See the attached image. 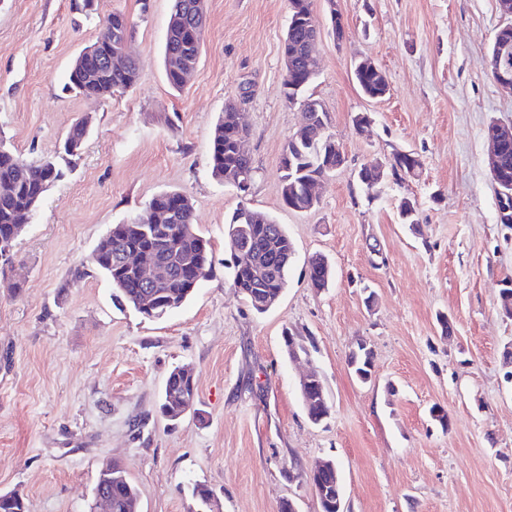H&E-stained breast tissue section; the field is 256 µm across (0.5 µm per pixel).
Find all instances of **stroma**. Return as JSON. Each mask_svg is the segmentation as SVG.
<instances>
[{"instance_id": "stroma-1", "label": "stroma", "mask_w": 512, "mask_h": 512, "mask_svg": "<svg viewBox=\"0 0 512 512\" xmlns=\"http://www.w3.org/2000/svg\"><path fill=\"white\" fill-rule=\"evenodd\" d=\"M343 39L324 34L305 95L327 111L345 165L305 212L280 197L279 161L302 101L283 92L288 0H206L196 69L182 90L167 81L163 47L172 0H0V139L30 163L52 155L70 126L89 136L54 183L0 274V492L28 512H91L102 464L118 460L139 491V512H197L193 485L215 512H320L308 480L335 461L346 512H512V380L504 355L512 318L500 289L512 279V224L497 220L486 128L512 126V91L486 56L512 19L497 0H337ZM132 25L140 79L109 100L63 93L73 59L107 15ZM385 73L389 94L359 90L353 64ZM235 101L254 167L248 203L282 224L296 252L277 304L255 313L231 288L227 221L235 188L213 178L212 129ZM365 114L369 125L358 127ZM415 153L418 176L367 190L365 165ZM178 190L213 248L214 275L159 319L117 309L99 274L72 282L112 225ZM418 201L416 229L402 197ZM325 255L327 287L307 262ZM451 334H442L439 316ZM307 356H288L283 334ZM371 378L348 366L358 341ZM177 366L195 373L197 402L176 422L159 406ZM322 379L331 413L309 421L300 393ZM448 415L440 425L431 411Z\"/></svg>"}]
</instances>
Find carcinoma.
<instances>
[{
  "label": "carcinoma",
  "instance_id": "obj_1",
  "mask_svg": "<svg viewBox=\"0 0 512 512\" xmlns=\"http://www.w3.org/2000/svg\"><path fill=\"white\" fill-rule=\"evenodd\" d=\"M206 17L197 0H174L172 17L164 45L163 62L169 84L180 89L186 83V73L181 65L190 58H199L204 28L198 26L196 17ZM304 30L287 34L289 79H298L297 85L285 90L292 102L302 94L315 78L306 70L303 58ZM91 56L80 55L72 63L65 90L87 99H106L120 89L135 85L139 71L135 60L127 55L122 36H112L108 42L89 45ZM112 56L116 65L109 68L104 59ZM361 92L374 99L388 94V81L383 72L369 71L355 77ZM229 113L218 120L210 141L209 160L212 176L220 181L232 174L253 170L251 158L240 153L237 147L241 133L237 125L228 120ZM89 133L88 121L80 120L69 129L54 154L38 164H28L0 140V239L10 238L19 225L30 222L34 211L46 192L61 180L65 170L79 159ZM312 128L305 126L298 138L289 137L280 158V192L283 204L292 199L307 202L311 183L322 173L327 159L334 157L332 145L311 137ZM410 157L403 153L394 156L390 175L397 181L410 175ZM251 228L256 258L266 263L268 273L264 283L268 293L274 295L288 284V272L293 263L294 246L282 225L270 215L247 205H240L228 222V235L239 227ZM153 248L161 253L175 255L177 272L169 287L155 293L144 302V289L137 275L121 263L122 254L129 248ZM206 265L203 277L213 273L212 246L194 224V209L190 198L177 190H165L156 194L143 213L133 221L114 224L95 246L90 258V268L105 276L112 284L113 299L121 306H129L146 318H160L175 307L182 306L199 287L196 278L197 263ZM229 270L232 285L251 308L261 313L263 309L253 304L255 284L248 268L236 264H224ZM309 279L326 286L332 278L331 267L315 255L308 261ZM177 301L172 306L170 301ZM356 363L353 372L361 380L368 379L372 363V351L366 343H358L350 354ZM166 387L175 389L194 399L197 396L195 378L184 375L181 368H174L166 381ZM97 485L103 487L112 498V512H132L137 488L127 473L110 462L105 463L97 477ZM0 512H27L25 497L10 491L0 493Z\"/></svg>",
  "mask_w": 512,
  "mask_h": 512
}]
</instances>
